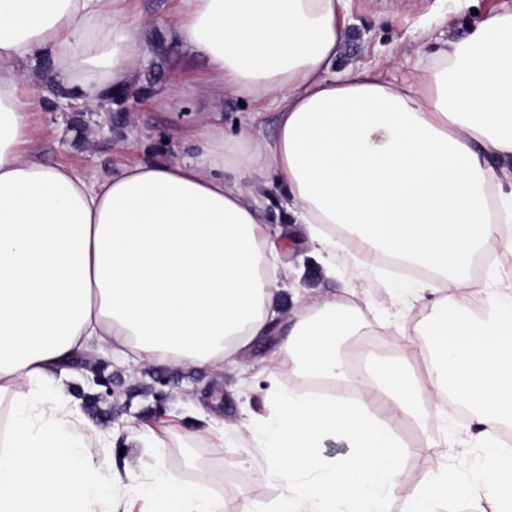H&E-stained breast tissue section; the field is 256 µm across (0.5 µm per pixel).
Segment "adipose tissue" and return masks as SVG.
Here are the masks:
<instances>
[{"mask_svg": "<svg viewBox=\"0 0 512 512\" xmlns=\"http://www.w3.org/2000/svg\"><path fill=\"white\" fill-rule=\"evenodd\" d=\"M183 2L170 28L206 61L205 93L265 103L275 136L206 119L191 156L81 173L33 151L21 69L98 105L140 64L141 21L129 0H0V512H125L136 498L151 512H224L202 481L157 471L118 483L64 394L73 352L220 370L275 331L295 372L344 377L339 344L357 330L343 305L281 307L263 185L279 186L327 271L352 242L429 273L410 287L430 307L424 378L404 355L352 400L271 393L275 416L252 440L260 479L285 489L274 512H388L407 450L378 411L421 426L446 397L471 417L445 446L476 445L482 468L464 481L439 470L403 512H512L500 435L512 427V267L489 263L478 311L454 306L491 245L512 254V179L494 165L512 158V11L390 81L377 64L335 73L342 0ZM336 433L352 452L323 461L318 443Z\"/></svg>", "mask_w": 512, "mask_h": 512, "instance_id": "1", "label": "adipose tissue"}]
</instances>
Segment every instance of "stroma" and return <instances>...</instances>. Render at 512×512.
Segmentation results:
<instances>
[{"label":"stroma","instance_id":"1","mask_svg":"<svg viewBox=\"0 0 512 512\" xmlns=\"http://www.w3.org/2000/svg\"><path fill=\"white\" fill-rule=\"evenodd\" d=\"M343 13L348 32L340 45L337 68L381 62L386 78H401L416 53L433 52L438 44L465 37L480 17L512 10V0H409L406 7L393 0H345ZM181 0H131L132 14L143 21L140 39L147 64L132 79L133 97L124 105L108 102L85 114L83 129L72 123L73 111L57 108L56 96L47 83L26 87L31 125L38 136L33 143L51 164H66L77 171H109L137 159L157 156L185 157L193 150L198 130L197 115L227 127L253 122L264 136L275 132L273 114L254 101L227 95L212 101L195 96L194 90L209 78L206 61L185 49L169 35V22ZM295 243L288 246L293 266L286 286L300 293V301L286 300L288 311L333 299L356 308L358 336L343 352L353 355L369 344L391 356L397 345L423 344L421 328L428 314L425 302L400 291L405 273L392 271L380 256L367 258L365 266L377 276L351 282L352 268L338 256L335 275H327L309 246L298 245L302 225L292 224ZM407 335H399V327ZM280 339L267 336L254 343L224 371L145 365L112 359L106 352L79 351L72 355V378L66 395L75 402L85 428L99 437L96 452L118 473H148L162 463L168 475L181 482L206 481L224 498V512H272L282 489L272 480L257 476L264 456L253 446L252 421L267 415L265 398L273 387L312 390L317 381L288 372L279 363ZM218 422L224 427V445L215 447L203 426ZM166 428V446L160 461L142 448L138 437L145 426ZM466 422L447 406H439L425 428L395 421L396 432L408 446L407 483L388 494L390 512H402L410 486L426 484L433 471L453 463L465 474L479 463V450L449 453L428 447V439H442L450 430L464 431Z\"/></svg>","mask_w":512,"mask_h":512}]
</instances>
